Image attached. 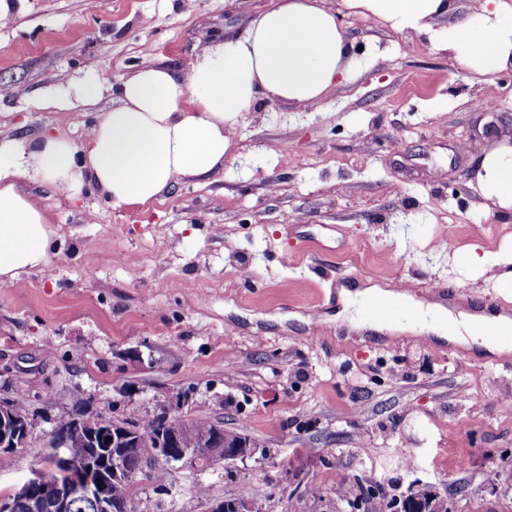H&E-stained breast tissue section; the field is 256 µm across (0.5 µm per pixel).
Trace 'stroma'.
<instances>
[{"label": "stroma", "mask_w": 512, "mask_h": 512, "mask_svg": "<svg viewBox=\"0 0 512 512\" xmlns=\"http://www.w3.org/2000/svg\"><path fill=\"white\" fill-rule=\"evenodd\" d=\"M275 0H24L0 17V139L61 132L82 145L114 85L143 59L183 72L216 34H243ZM360 73L321 108L258 103L223 168L149 207L33 186L59 231L48 266L0 285V396L33 422L0 469V497L84 412L150 420L181 396L193 420L257 442L263 457L161 463L138 491L153 512H209L255 495L264 512H345L338 477L390 495L429 486L448 512H512V353H488L338 318L340 286L418 296L460 289L512 314L488 277L453 261L512 248V212L486 209L483 151L512 141V68L487 84L426 36L324 0ZM319 486L320 497L307 493Z\"/></svg>", "instance_id": "1"}]
</instances>
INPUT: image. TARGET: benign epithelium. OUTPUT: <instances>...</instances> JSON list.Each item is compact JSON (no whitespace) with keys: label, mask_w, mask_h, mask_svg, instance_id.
Masks as SVG:
<instances>
[{"label":"benign epithelium","mask_w":512,"mask_h":512,"mask_svg":"<svg viewBox=\"0 0 512 512\" xmlns=\"http://www.w3.org/2000/svg\"><path fill=\"white\" fill-rule=\"evenodd\" d=\"M163 423L145 429L140 422L112 421L74 415L50 433L52 464L31 470V477L7 498H0V512H16L22 502L27 512H71L74 502L83 500L93 512H121L112 501L114 481L134 482L138 473L124 464V449L135 448L149 438L157 448L156 458L167 463L200 464L207 457L211 465L229 467L256 453L257 444L247 436L228 440L215 429L199 432L183 412L181 398L165 405ZM33 423L18 413L13 402L0 400V450L14 452L26 445ZM112 441H107V438ZM392 512H445L434 502L419 503L415 494L390 501ZM209 512H255L254 503L236 497L215 500Z\"/></svg>","instance_id":"1"}]
</instances>
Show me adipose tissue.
<instances>
[{
    "label": "adipose tissue",
    "mask_w": 512,
    "mask_h": 512,
    "mask_svg": "<svg viewBox=\"0 0 512 512\" xmlns=\"http://www.w3.org/2000/svg\"><path fill=\"white\" fill-rule=\"evenodd\" d=\"M399 32L428 39L465 70L491 77L512 65V0H480L478 9L446 28L453 0H343ZM353 42L321 0H278L255 14L242 36L200 44L185 75L144 61L118 88V102L100 113L82 146L61 135L0 142V284L15 286L46 264L57 234L29 181L51 190L95 189L112 208L145 206L189 177L222 168L244 114L258 102L320 107L327 94L355 76ZM476 186L484 206L512 210V146L483 156ZM462 266L494 271L497 288L512 292V251L472 244ZM355 300L412 310L420 332L457 344L480 342L488 352H512V317L502 312L453 311L405 292L370 284L341 289Z\"/></svg>",
    "instance_id": "adipose-tissue-1"
}]
</instances>
